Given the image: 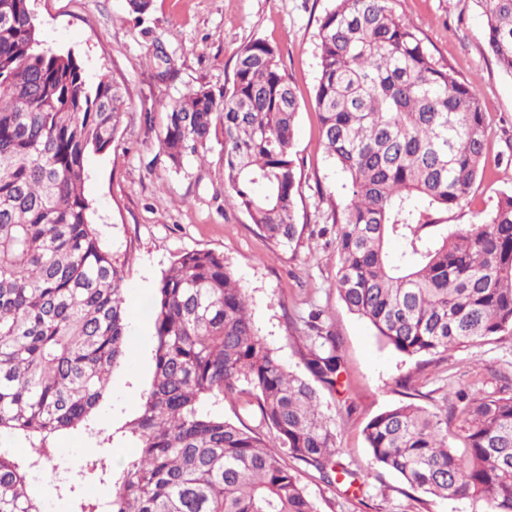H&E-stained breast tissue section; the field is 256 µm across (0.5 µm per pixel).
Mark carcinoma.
Segmentation results:
<instances>
[{"mask_svg": "<svg viewBox=\"0 0 512 512\" xmlns=\"http://www.w3.org/2000/svg\"><path fill=\"white\" fill-rule=\"evenodd\" d=\"M395 0H336L318 31L315 95L322 144L351 194L335 216L336 291L387 344L419 359L512 335V192L473 224L443 215L483 177L489 138L478 93L437 59ZM489 52L512 75V0H476ZM300 103L277 50L237 53L232 85L183 95L159 137L170 165L204 157L224 134V190L267 239L297 236L294 136ZM124 112L119 87L90 84L70 53L44 46L30 0H0V434L36 439L32 456L0 449V512H46L33 473L50 441L90 428L114 368L130 353L125 265L101 244L83 192L85 162L104 153ZM404 250L392 259L386 244ZM149 313L155 371L126 438L120 471L86 465L112 487V512H317L288 467L353 485L321 390L337 391L339 340L318 324L290 371L254 327L247 290L224 255L192 250L162 274ZM239 402L254 419H224ZM379 466L412 490L512 512V392L461 391L431 411L404 402L368 420ZM72 512L106 501L69 481Z\"/></svg>", "mask_w": 512, "mask_h": 512, "instance_id": "1", "label": "carcinoma"}]
</instances>
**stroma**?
I'll list each match as a JSON object with an SVG mask.
<instances>
[{
    "label": "stroma",
    "instance_id": "1",
    "mask_svg": "<svg viewBox=\"0 0 512 512\" xmlns=\"http://www.w3.org/2000/svg\"><path fill=\"white\" fill-rule=\"evenodd\" d=\"M47 47L72 53L88 82L107 76L125 91L126 113L111 148L89 155L84 195L103 245L125 260L124 299L131 355L112 374L96 434L75 430L52 439L60 475L71 478L108 451L114 467L136 454L124 428L137 414L132 391L147 393L154 372V328L148 305L175 256L193 249L223 254L250 296L256 329L283 363L306 374L308 325L320 316L339 338L344 371L339 393L323 392L336 422L340 460L359 476L360 491L327 485L301 467L300 483L319 512H472L467 498H429L376 465L363 429L374 415L407 396L398 382L414 375L418 404L435 411L464 386L512 385V336L443 354L424 370L387 345L340 300L333 212L349 195L343 173L327 156L315 110L318 29L333 0H152L147 13L128 0H30ZM436 58L480 96L490 130L486 172L448 212V225L468 224L512 191V75L490 54L476 0H396ZM278 49L280 68L296 88L301 109L294 152L299 187L298 234L291 245L265 239L224 194L223 137L213 135L206 160L170 168L159 146L166 104L204 87L231 85L236 54L252 40Z\"/></svg>",
    "mask_w": 512,
    "mask_h": 512
}]
</instances>
